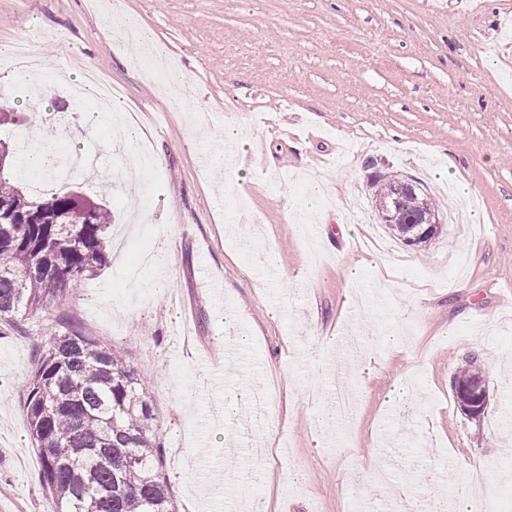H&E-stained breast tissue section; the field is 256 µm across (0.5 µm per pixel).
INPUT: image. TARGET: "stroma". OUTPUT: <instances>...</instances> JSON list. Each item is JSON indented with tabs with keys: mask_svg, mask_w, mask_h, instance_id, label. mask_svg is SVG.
<instances>
[{
	"mask_svg": "<svg viewBox=\"0 0 512 512\" xmlns=\"http://www.w3.org/2000/svg\"><path fill=\"white\" fill-rule=\"evenodd\" d=\"M134 26L150 28L168 64L192 73L172 98L206 117L193 131L170 98L127 63L105 0H0V44L38 41L52 31L45 68L60 72L88 58L121 90L127 111L144 116L153 165L143 182L109 184L115 173L103 134L77 112L55 117L54 139L99 155L98 176L70 186L112 195L109 265L65 292L59 311L85 335L119 346L150 395L162 434L177 512H239L242 498L268 512H390L408 484L422 512H452L444 458L467 457L488 473L512 512V0H122ZM245 118L252 146L241 166L215 143L227 114ZM207 151L206 162L197 154ZM421 180L449 217L425 253L389 240L405 262L375 286L366 267L356 283L342 260L385 237L365 195L370 165ZM248 169L264 171L255 184ZM326 195L320 238L304 211L306 177ZM468 192H461V185ZM298 270L294 282L267 265ZM169 282L165 293L148 283ZM220 280L221 295L209 283ZM278 317H271L270 308ZM236 312L224 323L225 309ZM456 321L454 334L444 327ZM251 333L225 357L217 337ZM50 324L42 316L0 325V512H54L23 412L22 384ZM337 334L325 350L315 336ZM395 333L397 348L381 336ZM477 354L490 400L466 417L452 390L456 362ZM351 370L356 413L333 414V382ZM278 379L269 446L250 435L240 453L220 446L224 422L212 406L241 388ZM414 394L390 399L396 383ZM198 394L182 405V388ZM326 417L316 427V417Z\"/></svg>",
	"mask_w": 512,
	"mask_h": 512,
	"instance_id": "obj_1",
	"label": "stroma"
}]
</instances>
